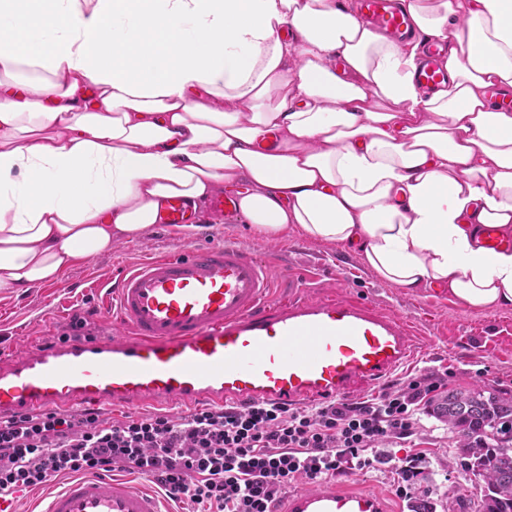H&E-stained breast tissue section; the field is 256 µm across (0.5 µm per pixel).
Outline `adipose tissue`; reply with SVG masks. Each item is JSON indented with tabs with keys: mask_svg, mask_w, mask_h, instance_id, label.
Returning <instances> with one entry per match:
<instances>
[{
	"mask_svg": "<svg viewBox=\"0 0 512 512\" xmlns=\"http://www.w3.org/2000/svg\"><path fill=\"white\" fill-rule=\"evenodd\" d=\"M448 44V81L413 82L418 46L337 0H0V289L241 188L274 236L351 247L382 279L467 308L512 304V0H408Z\"/></svg>",
	"mask_w": 512,
	"mask_h": 512,
	"instance_id": "adipose-tissue-1",
	"label": "adipose tissue"
}]
</instances>
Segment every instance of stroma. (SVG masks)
<instances>
[{"label": "stroma", "instance_id": "35a3bbf8", "mask_svg": "<svg viewBox=\"0 0 512 512\" xmlns=\"http://www.w3.org/2000/svg\"><path fill=\"white\" fill-rule=\"evenodd\" d=\"M202 225L201 232L186 239L158 224L138 238L113 242L109 253L77 260L56 282L20 295L0 289V352L23 355L34 343L60 335L76 312L90 314L99 334L112 333V296L98 290L99 278L119 277L152 257L231 243L265 259L276 288H286L285 276L293 272L304 284V297L358 298L401 317L414 334L416 354L396 371V378L439 370L448 374L447 390L512 395V305L491 312L471 310L441 290L409 291L381 279L358 251L311 239L294 227L270 238L243 219L227 222L207 212ZM459 446L457 433L428 414L420 433L409 441V448L428 458L419 494L431 503L432 512L477 508L476 479L463 469ZM342 484L381 495L388 512H409L407 502L394 493L388 467L350 475Z\"/></svg>", "mask_w": 512, "mask_h": 512}]
</instances>
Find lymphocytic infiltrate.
Masks as SVG:
<instances>
[{
  "instance_id": "obj_1",
  "label": "lymphocytic infiltrate",
  "mask_w": 512,
  "mask_h": 512,
  "mask_svg": "<svg viewBox=\"0 0 512 512\" xmlns=\"http://www.w3.org/2000/svg\"><path fill=\"white\" fill-rule=\"evenodd\" d=\"M444 385L433 371L362 400L303 408L250 401L177 419L148 413L114 421L90 408L17 414L0 424V496L59 475L121 469L157 485L182 512H274L293 481L389 463L396 496L409 501L425 456L394 462L385 447L417 434L429 395Z\"/></svg>"
}]
</instances>
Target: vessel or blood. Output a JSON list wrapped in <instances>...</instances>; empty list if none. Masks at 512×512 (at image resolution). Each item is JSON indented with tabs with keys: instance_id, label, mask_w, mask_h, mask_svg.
<instances>
[{
	"instance_id": "vessel-or-blood-1",
	"label": "vessel or blood",
	"mask_w": 512,
	"mask_h": 512,
	"mask_svg": "<svg viewBox=\"0 0 512 512\" xmlns=\"http://www.w3.org/2000/svg\"><path fill=\"white\" fill-rule=\"evenodd\" d=\"M358 20L400 41L410 36L404 0H358ZM442 45H423L415 81L424 90L448 78ZM195 214L168 202L163 223ZM111 319L123 337L39 344L0 354V419L89 404L159 406L272 400L329 401L387 379L412 356L409 326L357 300H278L263 261L230 244L164 256L104 277ZM41 512H165L152 489L125 478H74ZM284 512H385L368 492L312 480Z\"/></svg>"
}]
</instances>
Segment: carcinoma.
Listing matches in <instances>:
<instances>
[{"instance_id": "carcinoma-1", "label": "carcinoma", "mask_w": 512, "mask_h": 512, "mask_svg": "<svg viewBox=\"0 0 512 512\" xmlns=\"http://www.w3.org/2000/svg\"><path fill=\"white\" fill-rule=\"evenodd\" d=\"M432 414L457 432L462 462L480 480L478 512H512V398L452 391Z\"/></svg>"}]
</instances>
